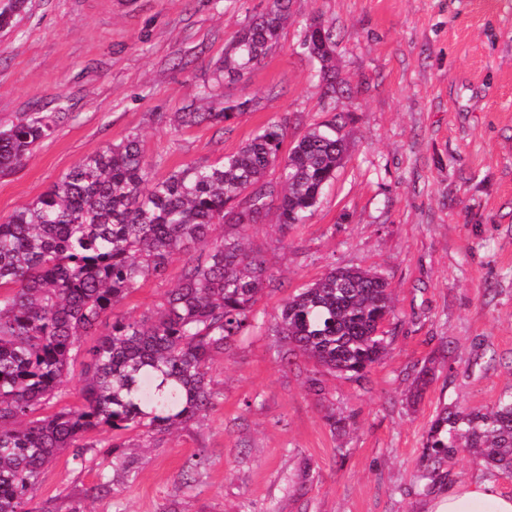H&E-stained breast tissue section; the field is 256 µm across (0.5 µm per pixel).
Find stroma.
Segmentation results:
<instances>
[{
  "label": "stroma",
  "mask_w": 512,
  "mask_h": 512,
  "mask_svg": "<svg viewBox=\"0 0 512 512\" xmlns=\"http://www.w3.org/2000/svg\"><path fill=\"white\" fill-rule=\"evenodd\" d=\"M267 0H27L0 30V128L39 112L65 118L24 162L0 173V222L83 157L138 135L155 175L210 164L262 127L285 146L334 113L348 117L347 157L305 224L280 230L277 210L249 231L275 290L288 295L330 267L388 278L395 298L387 358L365 381L275 359L267 330L214 357L221 399L190 424L135 449L134 477L113 496L107 449L47 465L32 512H424L413 475L442 406H493L512 392V0H290L278 45L218 88L253 105L227 122L173 128ZM336 30L343 91L329 97L300 43L312 19ZM181 263L145 282L121 310L141 316L180 279ZM433 383L410 400L413 374ZM347 418L332 428L328 413ZM206 451L199 483L189 458Z\"/></svg>",
  "instance_id": "stroma-1"
}]
</instances>
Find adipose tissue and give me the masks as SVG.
I'll list each match as a JSON object with an SVG mask.
<instances>
[{
    "label": "adipose tissue",
    "instance_id": "ef3b65f1",
    "mask_svg": "<svg viewBox=\"0 0 512 512\" xmlns=\"http://www.w3.org/2000/svg\"><path fill=\"white\" fill-rule=\"evenodd\" d=\"M426 512H512V495L491 479L462 482L435 497Z\"/></svg>",
    "mask_w": 512,
    "mask_h": 512
}]
</instances>
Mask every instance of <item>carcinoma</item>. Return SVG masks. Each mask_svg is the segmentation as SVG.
Instances as JSON below:
<instances>
[{
  "label": "carcinoma",
  "mask_w": 512,
  "mask_h": 512,
  "mask_svg": "<svg viewBox=\"0 0 512 512\" xmlns=\"http://www.w3.org/2000/svg\"><path fill=\"white\" fill-rule=\"evenodd\" d=\"M289 2L269 0L237 33L218 68L224 78H238L268 55L288 23ZM25 3L9 0L0 10L1 30L13 26ZM334 46L333 27L312 20L303 48L328 94L342 84L331 65ZM250 103L226 99L219 112H176L175 122L225 123ZM60 119L52 112L0 129V173L19 166ZM346 124L344 115H333L285 155V128L269 124L224 159L162 178L152 176L138 135L130 134L81 159L0 223V512H30L45 467L63 450L83 462L93 449L108 448L112 464L129 476V434L150 442L207 417L221 396L209 364L258 327L256 304L273 282L247 231L275 199L285 230L315 214L343 163ZM276 164L273 183L267 173ZM217 224L226 230L213 239ZM178 256L177 287L138 318L121 313L123 302ZM393 315L386 277L332 267L288 296L269 329L285 351L313 363L309 389L320 397L316 374L360 382L386 358L394 337L377 325ZM90 336L96 344L80 403L39 414ZM109 431L111 438L93 439ZM465 451L512 479V394L484 410L437 411L414 475L422 491L446 484L445 463Z\"/></svg>",
  "instance_id": "obj_1"
}]
</instances>
